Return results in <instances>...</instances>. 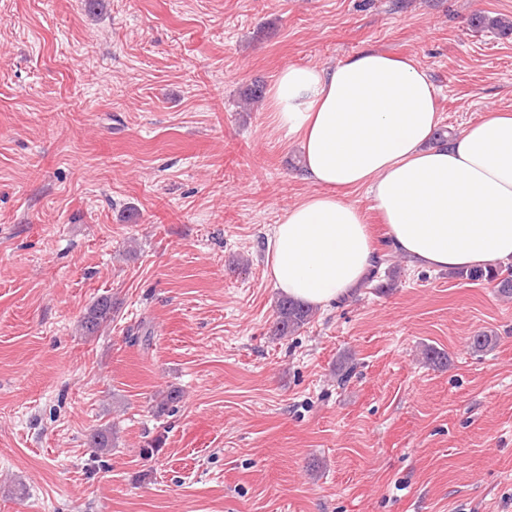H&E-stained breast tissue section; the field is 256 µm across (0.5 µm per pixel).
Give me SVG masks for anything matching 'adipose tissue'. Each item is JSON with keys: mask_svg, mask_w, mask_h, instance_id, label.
<instances>
[{"mask_svg": "<svg viewBox=\"0 0 512 512\" xmlns=\"http://www.w3.org/2000/svg\"><path fill=\"white\" fill-rule=\"evenodd\" d=\"M315 193L266 235L274 288L326 308L364 278L376 255L362 189L391 248L426 269L512 263V114L468 124L446 144L436 89L409 58L367 49L324 67L284 66L268 92Z\"/></svg>", "mask_w": 512, "mask_h": 512, "instance_id": "1", "label": "adipose tissue"}]
</instances>
